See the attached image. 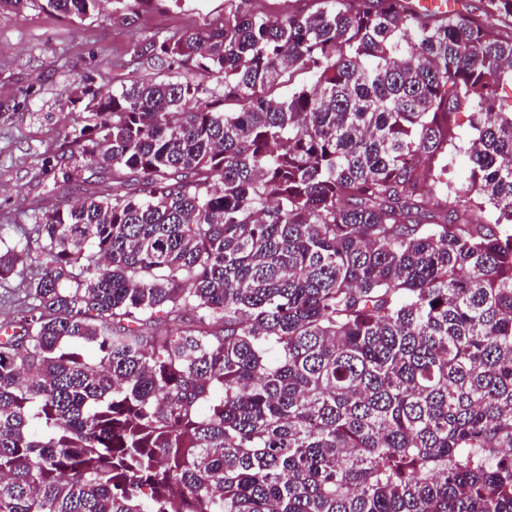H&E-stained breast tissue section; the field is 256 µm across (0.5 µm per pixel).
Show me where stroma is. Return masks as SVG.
I'll return each instance as SVG.
<instances>
[{"instance_id":"stroma-1","label":"stroma","mask_w":512,"mask_h":512,"mask_svg":"<svg viewBox=\"0 0 512 512\" xmlns=\"http://www.w3.org/2000/svg\"><path fill=\"white\" fill-rule=\"evenodd\" d=\"M226 0L186 4L142 14L135 27L104 19L63 18L31 5L0 10V247L25 240L24 265L0 279V325L18 318L26 284L40 259L35 228L43 206L64 208L93 191H112V173L84 168L64 149L83 108L68 109L79 86L108 93L142 79L132 61L136 35L180 36L223 16ZM71 180H63V171Z\"/></svg>"}]
</instances>
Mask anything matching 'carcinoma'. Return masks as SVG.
Returning <instances> with one entry per match:
<instances>
[{
  "mask_svg": "<svg viewBox=\"0 0 512 512\" xmlns=\"http://www.w3.org/2000/svg\"><path fill=\"white\" fill-rule=\"evenodd\" d=\"M40 1L163 2L0 8ZM132 51L168 75L64 103L128 189L36 225L0 512H512V0H228Z\"/></svg>",
  "mask_w": 512,
  "mask_h": 512,
  "instance_id": "obj_1",
  "label": "carcinoma"
}]
</instances>
